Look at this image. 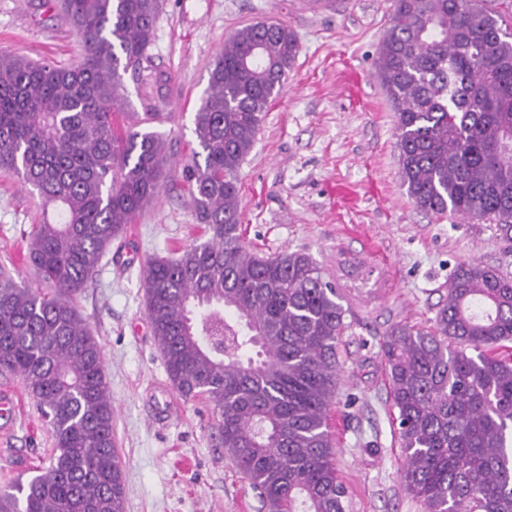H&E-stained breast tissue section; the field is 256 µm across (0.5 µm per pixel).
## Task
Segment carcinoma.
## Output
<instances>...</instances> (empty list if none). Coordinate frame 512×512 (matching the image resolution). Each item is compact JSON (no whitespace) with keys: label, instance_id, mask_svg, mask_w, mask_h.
Segmentation results:
<instances>
[{"label":"carcinoma","instance_id":"carcinoma-1","mask_svg":"<svg viewBox=\"0 0 512 512\" xmlns=\"http://www.w3.org/2000/svg\"><path fill=\"white\" fill-rule=\"evenodd\" d=\"M71 66L0 51V169L43 216L23 262L0 266V375L20 379L51 426L49 466L0 493V512H124L102 346L77 304L112 241L167 175L172 120L154 67L160 0H61ZM299 53L282 23L227 40L193 115L183 168L203 240L151 257L148 318L173 387L212 410L224 452L267 512H346L329 417L342 374L337 288L301 251L241 240L238 173ZM144 89L126 109L124 74ZM378 77L396 112L400 178L413 204L512 231V30L481 0H395ZM225 336L215 345L212 337ZM512 279L457 267L435 330L397 323L381 344L404 491L424 512H512Z\"/></svg>","mask_w":512,"mask_h":512}]
</instances>
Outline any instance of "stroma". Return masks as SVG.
<instances>
[{"mask_svg": "<svg viewBox=\"0 0 512 512\" xmlns=\"http://www.w3.org/2000/svg\"><path fill=\"white\" fill-rule=\"evenodd\" d=\"M393 0H162L151 48L170 81L174 122L160 125L173 165L154 202L113 243L79 304L105 359L115 406L113 435L125 512H264L247 479L224 456L202 400L173 389L144 303V260L195 243L198 226L182 169L195 144L193 114L209 66L241 26L283 23L300 45L255 146L239 171L243 237L265 254L308 253L339 289L346 310L343 363L331 412L347 512H423L399 481L403 457L390 416L381 343L393 324L434 327L458 265L512 277V238L496 221L418 209L399 173L395 114L377 75L378 46ZM60 65L78 43L57 0H0V50ZM40 201L0 170V265L38 281L21 263ZM0 491L48 466L49 426L22 382L0 378Z\"/></svg>", "mask_w": 512, "mask_h": 512, "instance_id": "1", "label": "stroma"}]
</instances>
